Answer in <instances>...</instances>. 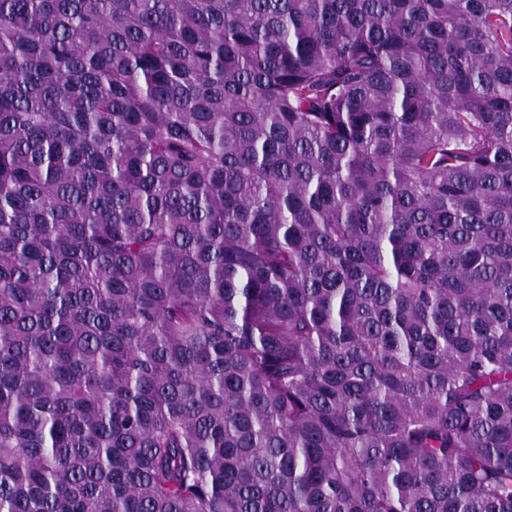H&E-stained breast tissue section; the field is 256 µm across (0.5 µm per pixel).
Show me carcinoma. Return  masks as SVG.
I'll list each match as a JSON object with an SVG mask.
<instances>
[{"mask_svg":"<svg viewBox=\"0 0 512 512\" xmlns=\"http://www.w3.org/2000/svg\"><path fill=\"white\" fill-rule=\"evenodd\" d=\"M0 512H512V0H0Z\"/></svg>","mask_w":512,"mask_h":512,"instance_id":"carcinoma-1","label":"carcinoma"}]
</instances>
